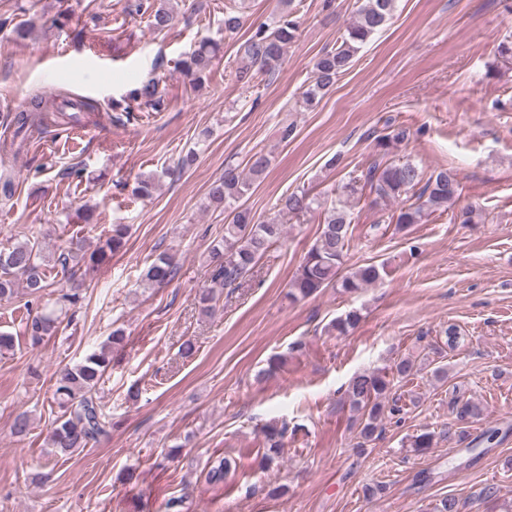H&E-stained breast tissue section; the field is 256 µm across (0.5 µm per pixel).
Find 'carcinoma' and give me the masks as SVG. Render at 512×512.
Instances as JSON below:
<instances>
[{
    "instance_id": "cac0c4a2",
    "label": "carcinoma",
    "mask_w": 512,
    "mask_h": 512,
    "mask_svg": "<svg viewBox=\"0 0 512 512\" xmlns=\"http://www.w3.org/2000/svg\"><path fill=\"white\" fill-rule=\"evenodd\" d=\"M355 20L340 37V45L321 54L313 64L312 80L301 95L302 104L310 109L316 106L330 91L339 76L352 66L355 55L389 21L397 0H359ZM135 11L148 15L153 29L161 32L168 29L173 21L172 12L156 0H136ZM243 25V18L236 7L230 6L224 12V31L234 33ZM299 30V21L293 13L284 11L273 23H260L251 35L238 47L244 66L236 73L238 81L248 84L258 75L273 76L282 65L285 49L294 41ZM217 43L207 40L198 45L183 61V70L193 84L201 82L209 70ZM128 99L154 111L161 110L163 98L159 81L149 79L132 89ZM74 114H66L55 107L49 97L33 99L28 109L0 117V122L13 129V138L26 133L32 124L52 120L57 124L66 119L79 121V113L92 108L88 102L75 99L69 102ZM269 167V159L262 153L250 158L248 175L229 166L224 174L214 180L209 188L208 205L224 208V238L215 241L209 251V265L212 281L222 288H237L253 271L256 264L283 236V225L276 220L260 221L244 206L242 198L251 181L259 179ZM363 187L369 189L378 199H397L407 196L409 203L403 205L395 223L404 229L420 224L430 214L445 212L461 196V184L456 171L442 168L430 176L410 160L399 162L376 161L363 175ZM323 202L318 196L305 189L282 196L277 203L279 212L299 217L320 207ZM352 218L342 207L331 206L323 224L319 227L314 244L305 253L292 284L289 296L296 301L306 298L323 288H335L342 294H354L376 283L380 269L374 264L352 271L344 270L345 257L352 236ZM126 227L115 225L112 233L92 252H87L81 241L72 240L59 252L46 253L38 239L26 238L0 250V301L11 299L22 286L26 294L41 299L47 288L52 286L46 275V267L56 269L65 287L55 301V308L44 311L22 323V335L33 345L57 335L62 321L57 312L67 315L72 322L83 301L85 280L94 275L100 265L119 252L125 245ZM176 266L170 255L159 254L147 267L141 285L147 289L171 281ZM361 319L359 310L352 309L334 319L328 332L339 336L355 328ZM125 339L124 331L115 329L108 342L90 350L77 362L61 368L55 374L51 386V403L58 412L51 423L50 447L55 457L70 459L85 448L97 443L108 434L109 421L96 402L94 394L107 372L112 369V348ZM393 387L387 371L360 373L353 376L347 385L351 408L361 415L357 447L363 449L381 432L385 413H394L396 408H386ZM269 442L270 454L264 457L266 466L275 462V453L281 446L286 426L271 420L263 426ZM232 462L220 458L208 471L213 483L224 481Z\"/></svg>"
}]
</instances>
